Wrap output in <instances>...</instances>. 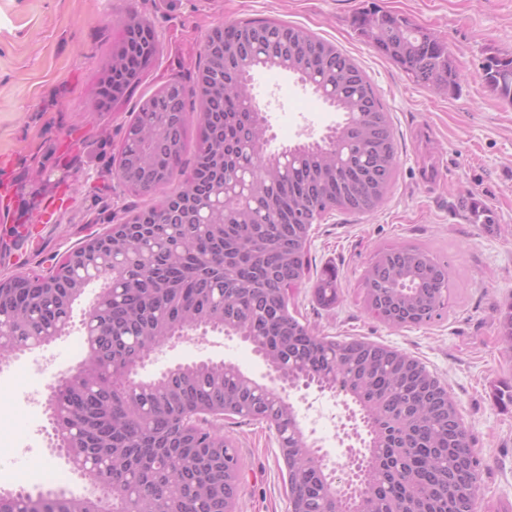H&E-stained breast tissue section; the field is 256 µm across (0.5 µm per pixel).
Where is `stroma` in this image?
Returning <instances> with one entry per match:
<instances>
[{
	"instance_id": "1",
	"label": "stroma",
	"mask_w": 512,
	"mask_h": 512,
	"mask_svg": "<svg viewBox=\"0 0 512 512\" xmlns=\"http://www.w3.org/2000/svg\"><path fill=\"white\" fill-rule=\"evenodd\" d=\"M372 9L406 18L450 48L460 77L451 88L417 82L379 52L359 29ZM135 16L153 28L158 55L139 85L100 112L99 77ZM252 19L303 28L350 56L375 87L395 137L397 165L374 212L332 211L312 224L310 273L288 298V311L327 339H363L417 359L457 404L468 442L481 461L475 512H512V351L500 318L512 304V105L482 80L494 57L512 56V0H0V239L27 226L23 243L0 248V275L49 272L88 235L152 197L113 177L128 124L165 83L193 85L210 30ZM268 105L269 151L320 140L341 115L278 68L255 74ZM64 196L50 222L45 203ZM395 244L428 246L449 260L454 278L440 318L392 327L363 304V275L375 252ZM335 272L337 300L318 302L315 288ZM86 288L69 331L43 348L0 361V491L97 496L55 448L47 399L58 378L83 360V311L98 294ZM201 360L240 368L257 382L267 367L251 345L219 331L188 333L164 345L138 370L148 379ZM297 420L325 463L342 470L355 445L344 396L310 388L290 392ZM224 433L241 457L239 512H290L287 468L274 427L237 415Z\"/></svg>"
}]
</instances>
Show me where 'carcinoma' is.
I'll use <instances>...</instances> for the list:
<instances>
[{
  "mask_svg": "<svg viewBox=\"0 0 512 512\" xmlns=\"http://www.w3.org/2000/svg\"><path fill=\"white\" fill-rule=\"evenodd\" d=\"M359 29L385 56L423 83L454 86L459 70L434 35L391 14L365 11ZM261 53L271 21L245 23ZM310 37L288 54V70L332 89L330 103L343 114L335 147L298 145L276 160L257 152L259 113L237 94L209 101L198 119L192 167L183 160L188 123L169 135L156 129L152 160L162 177H183L180 189L156 194L137 223L112 235V252L77 274L82 286L104 282L99 313L85 333L86 357L76 377L52 388L48 410L56 447L73 473L99 488L95 500L32 497L0 492V512H235L240 456L233 440L192 428L187 417L201 408H227L266 421L278 432L295 427V407L282 397L273 413L257 383L231 364L204 363L169 372L120 391L115 377L144 361L179 331L199 328L242 336L267 363L296 383L339 390L362 420L363 450L355 452L352 484L367 489L371 512H465L471 507L481 462L469 448L456 403L438 379L410 355L372 342L314 335L288 312L285 289L309 273L305 250L311 224L361 192L359 170L378 165L379 208L396 166L394 135L372 84L354 81L352 59L338 52L316 63ZM157 51L154 31L141 25L123 32L112 56L119 62L99 78L95 108L108 112L116 89L132 90ZM483 80L512 105V57L494 58ZM237 216L224 224H176L188 196ZM250 208L237 212L238 203ZM126 276L110 279L108 264ZM453 279L451 266L421 245L379 250L364 276L366 309L387 323L418 326L441 316ZM40 288L0 295V312L20 329L0 338V355L41 347L69 324L80 297L66 279L34 306ZM318 300H336V276L316 288ZM288 471L290 510L302 501L327 512H354L357 496L336 494L323 460L302 430L281 444Z\"/></svg>",
  "mask_w": 512,
  "mask_h": 512,
  "instance_id": "cac0c4a2",
  "label": "carcinoma"
}]
</instances>
